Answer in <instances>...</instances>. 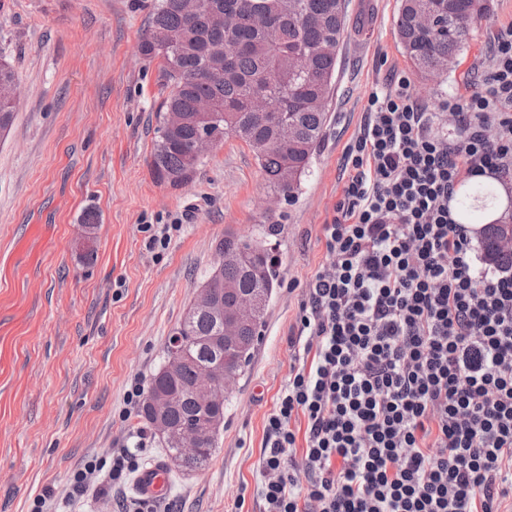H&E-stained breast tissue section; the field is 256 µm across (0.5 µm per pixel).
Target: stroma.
<instances>
[{"instance_id":"1","label":"stroma","mask_w":512,"mask_h":512,"mask_svg":"<svg viewBox=\"0 0 512 512\" xmlns=\"http://www.w3.org/2000/svg\"><path fill=\"white\" fill-rule=\"evenodd\" d=\"M155 0H0V62L20 82L10 131L0 135V512H31L53 491L64 512H117L138 498L113 483L112 454L164 459L138 413L123 415L133 379L148 383L210 270L225 230L277 231L268 249L280 284L262 337L224 406L208 464L171 471V492L149 512H259L264 421L288 381L287 338L302 288L330 257L321 227L341 198L344 151L373 91L410 75L437 108L463 95L490 38L512 25V0H491L445 78L412 75L395 35L399 0H347L336 88L311 175L293 202L266 185L242 141L227 137L194 183L173 190L148 162L162 92L157 62L137 52ZM188 224L168 248L146 250L143 224ZM97 226L93 245L84 226ZM98 459L102 491L69 501L70 476Z\"/></svg>"}]
</instances>
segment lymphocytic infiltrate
<instances>
[{
  "instance_id": "obj_1",
  "label": "lymphocytic infiltrate",
  "mask_w": 512,
  "mask_h": 512,
  "mask_svg": "<svg viewBox=\"0 0 512 512\" xmlns=\"http://www.w3.org/2000/svg\"><path fill=\"white\" fill-rule=\"evenodd\" d=\"M441 108L459 138L397 77L346 149L334 261L264 423L262 512H512V270L449 211L463 180L512 172V26Z\"/></svg>"
}]
</instances>
